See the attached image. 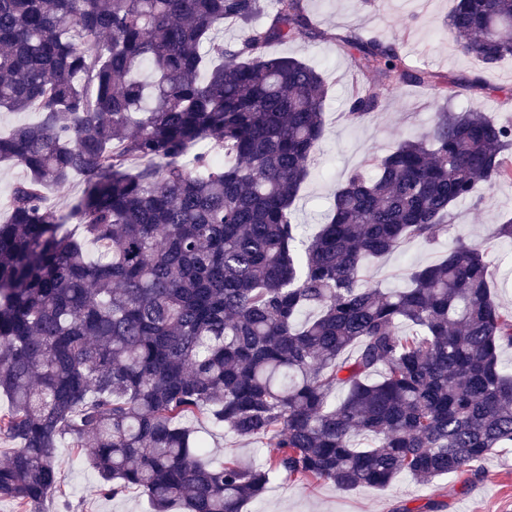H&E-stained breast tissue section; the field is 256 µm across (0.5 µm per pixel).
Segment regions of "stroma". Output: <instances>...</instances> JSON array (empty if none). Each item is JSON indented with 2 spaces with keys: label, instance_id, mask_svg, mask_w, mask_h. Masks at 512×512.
Masks as SVG:
<instances>
[{
  "label": "stroma",
  "instance_id": "1",
  "mask_svg": "<svg viewBox=\"0 0 512 512\" xmlns=\"http://www.w3.org/2000/svg\"><path fill=\"white\" fill-rule=\"evenodd\" d=\"M453 0H376L366 8L360 0H305V8L320 35L272 45V54L292 56L319 69L326 77V133L318 159L296 202L293 218L302 238L311 237L324 215L338 184L368 154L388 153L402 139L422 137L434 119V101L410 85L381 87V107L368 120L350 123L344 112L354 86L373 84L361 75L341 40L343 37L376 36L396 44L414 65L426 67L461 81L450 104L457 109H477L499 122L512 123V59L488 69L462 54L443 25ZM481 77L482 87H467V80ZM512 217V181L457 205L453 222L437 242L405 244L398 251L369 262L365 279L389 290L404 286L409 271L437 261L456 237L487 242L492 261L491 286L501 304L512 307V240L486 241L489 225ZM206 439L211 458L253 459L267 456L268 448L256 440H243L227 430L209 429ZM61 467V486L37 512H150L140 491L117 497L103 496L99 477L86 455L60 446L54 451ZM483 480L469 474H451L428 485L398 477L384 488L344 492L321 482L299 485L293 481L272 483L264 497L248 505L247 512H512V448H498L482 462Z\"/></svg>",
  "mask_w": 512,
  "mask_h": 512
}]
</instances>
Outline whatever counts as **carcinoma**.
Listing matches in <instances>:
<instances>
[{
    "instance_id": "1",
    "label": "carcinoma",
    "mask_w": 512,
    "mask_h": 512,
    "mask_svg": "<svg viewBox=\"0 0 512 512\" xmlns=\"http://www.w3.org/2000/svg\"><path fill=\"white\" fill-rule=\"evenodd\" d=\"M262 13L0 0V111L39 115L0 130V163L25 172L0 202V437L18 444L0 500L23 512L60 485L61 444L90 449L102 494L138 490L154 512H243L278 478L346 492L480 480L512 447V308L491 294L487 249L458 237L406 288L362 283L366 260L435 243L455 205L512 179V125L452 109L455 82L395 44L346 37L359 72L444 104L424 138L347 176L299 252L328 88L267 48L320 32L304 0ZM226 21L243 29L233 44ZM444 25L487 68L512 57V0H454ZM379 107L359 88L345 116ZM75 177L62 211L47 190ZM191 417L272 452L214 463Z\"/></svg>"
}]
</instances>
